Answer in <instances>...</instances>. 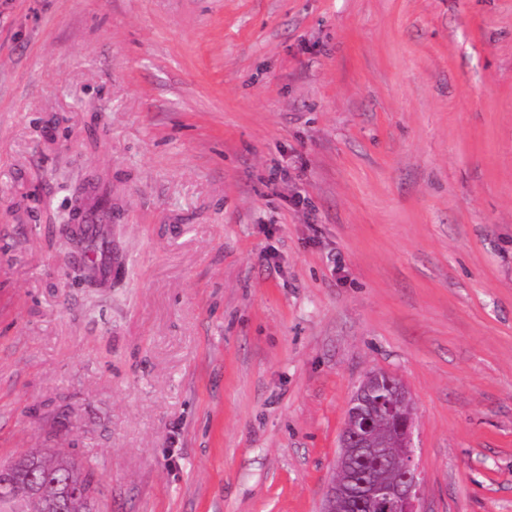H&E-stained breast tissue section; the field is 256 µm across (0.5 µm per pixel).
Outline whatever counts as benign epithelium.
Here are the masks:
<instances>
[{
  "label": "benign epithelium",
  "instance_id": "1",
  "mask_svg": "<svg viewBox=\"0 0 512 512\" xmlns=\"http://www.w3.org/2000/svg\"><path fill=\"white\" fill-rule=\"evenodd\" d=\"M368 406L367 411L357 405ZM393 415L397 430L392 446L379 437L376 423L384 412ZM414 409L409 393L394 375L368 373L348 406L340 435L336 473L349 471L356 460L380 462L392 469L389 482L377 483L363 474L355 476L360 494H352L347 482L334 479L322 512H423L420 508L424 474L416 461Z\"/></svg>",
  "mask_w": 512,
  "mask_h": 512
}]
</instances>
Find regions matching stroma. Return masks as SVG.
Wrapping results in <instances>:
<instances>
[{
    "label": "stroma",
    "mask_w": 512,
    "mask_h": 512,
    "mask_svg": "<svg viewBox=\"0 0 512 512\" xmlns=\"http://www.w3.org/2000/svg\"><path fill=\"white\" fill-rule=\"evenodd\" d=\"M101 177L95 290L58 217ZM371 370L423 512H512V0H0V461L320 512Z\"/></svg>",
    "instance_id": "stroma-1"
}]
</instances>
